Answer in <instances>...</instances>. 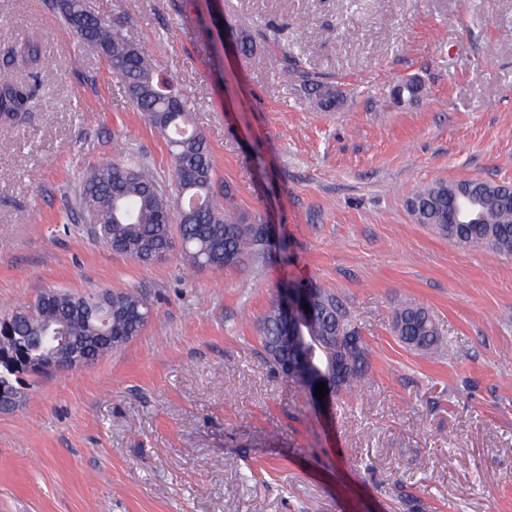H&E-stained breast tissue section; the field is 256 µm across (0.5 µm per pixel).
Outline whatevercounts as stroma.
<instances>
[{
  "label": "stroma",
  "instance_id": "stroma-1",
  "mask_svg": "<svg viewBox=\"0 0 512 512\" xmlns=\"http://www.w3.org/2000/svg\"><path fill=\"white\" fill-rule=\"evenodd\" d=\"M94 3L151 38L216 193L274 244L212 272L89 239L69 213L81 177L133 152L171 181L165 140L51 0H0V48L37 35L51 63L32 112L0 131V315L48 287L153 303L123 348L24 376L0 411V512H512V257L406 208L437 181L512 185V0ZM244 35L255 56L237 53ZM287 68L343 103L321 108ZM410 76L426 94L397 104ZM309 281L346 300L369 357L365 386L324 406L256 333L279 288ZM402 301L427 308L445 354L394 335Z\"/></svg>",
  "mask_w": 512,
  "mask_h": 512
}]
</instances>
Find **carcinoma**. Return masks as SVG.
<instances>
[{
	"mask_svg": "<svg viewBox=\"0 0 512 512\" xmlns=\"http://www.w3.org/2000/svg\"><path fill=\"white\" fill-rule=\"evenodd\" d=\"M65 24L79 34L86 50L106 58L113 73L124 83L133 106L165 139L173 163L171 186L162 185L152 169L136 158L103 163L81 180L76 209L89 218L103 216L108 223L92 232L93 238L115 253L148 263L178 251L197 270H221L242 266L262 257L269 245L259 225L232 216L231 193L224 189L226 208L218 207L213 193V166L203 134L188 120L186 102L171 79L159 73L147 48L131 45L105 18L95 12L91 0H56ZM6 68L0 69V129L16 127L31 111L47 60L40 41L27 37L4 50ZM304 85L321 97L327 108L336 105L339 92L292 70ZM420 85L399 82L394 89L397 103L421 97ZM420 224L461 246L487 249L512 257V190L472 179L454 186L433 182L418 188L407 200ZM312 306V331L330 340L329 353L347 365L335 392L350 390L363 382L368 358L362 337L344 300L316 283L308 285ZM50 304L29 306L30 312L10 315L12 336L7 350L25 341L40 326L45 335L59 331L69 343L92 361L119 349L151 319L150 299L133 290L119 291L118 310L125 318H105L94 293L78 296L49 290ZM282 317L272 305L257 322L261 347L274 369H279L277 338ZM393 331L407 347L433 352L442 346L438 327L422 307L396 310ZM0 347V352L5 350ZM31 374L23 363L0 364V385L20 390L21 376Z\"/></svg>",
	"mask_w": 512,
	"mask_h": 512,
	"instance_id": "1",
	"label": "carcinoma"
}]
</instances>
